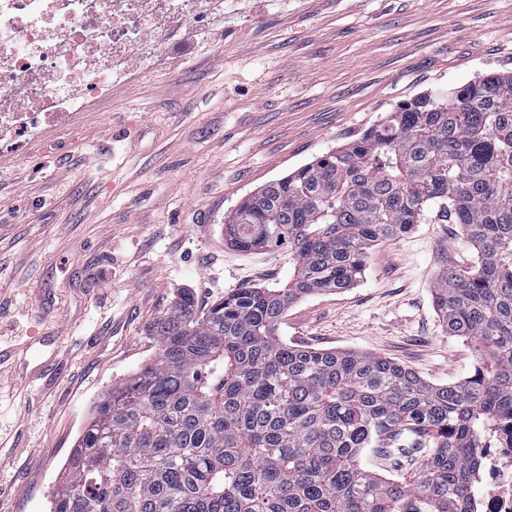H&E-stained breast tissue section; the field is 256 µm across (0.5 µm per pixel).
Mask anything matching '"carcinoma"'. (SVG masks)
Instances as JSON below:
<instances>
[{"mask_svg": "<svg viewBox=\"0 0 512 512\" xmlns=\"http://www.w3.org/2000/svg\"><path fill=\"white\" fill-rule=\"evenodd\" d=\"M430 213L476 252L432 292L448 335L474 344L469 376L435 385L280 338L293 302L353 286L373 246ZM224 240L288 247V282L202 310L186 292L153 321L156 354L99 397L48 512H471L485 433L512 431V75L400 105L244 198Z\"/></svg>", "mask_w": 512, "mask_h": 512, "instance_id": "carcinoma-1", "label": "carcinoma"}]
</instances>
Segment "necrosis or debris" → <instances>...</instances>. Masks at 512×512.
<instances>
[{
  "instance_id": "obj_1",
  "label": "necrosis or debris",
  "mask_w": 512,
  "mask_h": 512,
  "mask_svg": "<svg viewBox=\"0 0 512 512\" xmlns=\"http://www.w3.org/2000/svg\"><path fill=\"white\" fill-rule=\"evenodd\" d=\"M225 0H0V141L81 110L134 63L205 42ZM473 512H512V433L489 431Z\"/></svg>"
}]
</instances>
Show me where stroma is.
I'll return each instance as SVG.
<instances>
[{
    "label": "stroma",
    "mask_w": 512,
    "mask_h": 512,
    "mask_svg": "<svg viewBox=\"0 0 512 512\" xmlns=\"http://www.w3.org/2000/svg\"><path fill=\"white\" fill-rule=\"evenodd\" d=\"M208 45L115 83L39 137L0 146V512H47L92 407L157 351L182 289L206 306L288 280L287 247L242 253L224 218L402 103L512 74V0H239ZM472 259L427 218L379 243L341 293L304 297L291 344L377 353L434 384L473 369L432 288Z\"/></svg>",
    "instance_id": "stroma-1"
}]
</instances>
